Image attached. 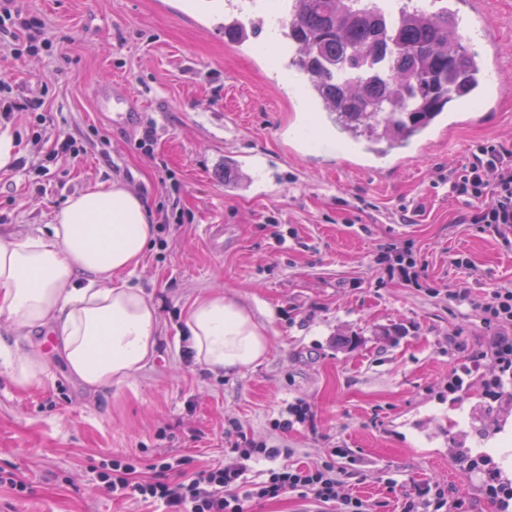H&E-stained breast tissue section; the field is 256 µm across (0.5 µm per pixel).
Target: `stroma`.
<instances>
[{"label": "stroma", "mask_w": 512, "mask_h": 512, "mask_svg": "<svg viewBox=\"0 0 512 512\" xmlns=\"http://www.w3.org/2000/svg\"><path fill=\"white\" fill-rule=\"evenodd\" d=\"M189 2L24 0L54 35L52 52L19 62L0 46V82L42 103L0 119L18 154L0 168V225L34 232L70 196L115 179L153 218H173L131 277L158 308L159 346L129 381L92 390L51 334L18 338L0 320L7 346H38L50 363L45 384L27 391L0 370V469L27 484L21 498L0 491V512H154L113 500L93 466L113 456L227 465L244 440L292 449L303 465L344 450L346 492L380 512H400L428 482L447 486L461 512H489L490 474L512 470V434L491 435L512 382L492 388L497 326L448 294L512 287V243L460 223L468 207L449 197L446 178L471 145L512 147V0H484L505 57L496 112L383 156L330 128L299 93L287 50L236 51L184 16ZM109 82L132 92L131 126L98 115L95 92ZM43 112L54 126L40 123ZM148 125L149 155L136 145ZM64 136L85 156L46 162ZM246 156L257 164L248 174L233 166ZM207 224L223 225V251L207 246ZM400 244L425 265L422 288L377 265ZM217 288L270 336L267 358L231 376L195 364L183 336L192 302ZM298 402L310 419L275 428Z\"/></svg>", "instance_id": "1"}]
</instances>
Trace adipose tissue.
<instances>
[{
  "label": "adipose tissue",
  "instance_id": "obj_1",
  "mask_svg": "<svg viewBox=\"0 0 512 512\" xmlns=\"http://www.w3.org/2000/svg\"><path fill=\"white\" fill-rule=\"evenodd\" d=\"M156 232L144 199L118 179L71 196L37 232H0V316L18 337L49 330L90 388L133 378L156 353L159 316L128 276ZM185 325L195 363L212 372L232 375L269 353L265 325L224 290L197 298ZM0 366L21 390L43 386L49 369L36 348H1Z\"/></svg>",
  "mask_w": 512,
  "mask_h": 512
}]
</instances>
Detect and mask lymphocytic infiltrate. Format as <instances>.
Masks as SVG:
<instances>
[{
  "instance_id": "f902f5d3",
  "label": "lymphocytic infiltrate",
  "mask_w": 512,
  "mask_h": 512,
  "mask_svg": "<svg viewBox=\"0 0 512 512\" xmlns=\"http://www.w3.org/2000/svg\"><path fill=\"white\" fill-rule=\"evenodd\" d=\"M0 44L15 58L50 51L53 35L36 17L15 7L13 0H0ZM448 194L465 199L470 209L463 223L482 225L499 238L512 234V149L486 142L469 151L459 168L448 171ZM388 275L406 286L420 287L426 278L421 265L406 247H390L377 260ZM457 305L481 312L500 332L490 348L503 368H512V289L498 288L477 299L469 291L452 295ZM237 460L222 466L186 471V461L168 456L152 464L150 474H142L140 463L131 457L102 461L95 469L102 487L115 499L154 503L162 512H247L254 500H273L293 493L315 503L320 512H375L373 502L344 494L347 472L336 460L316 465L280 464L290 449L267 446H233ZM262 459L269 466L261 480H244L247 464ZM179 481H169V474Z\"/></svg>"
}]
</instances>
